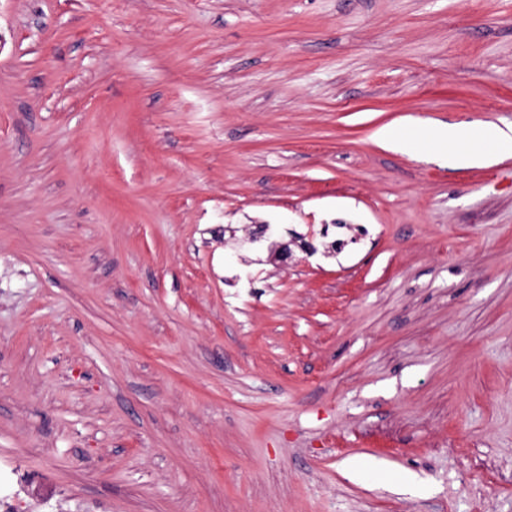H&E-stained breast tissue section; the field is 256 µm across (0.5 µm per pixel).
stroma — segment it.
Returning <instances> with one entry per match:
<instances>
[{"instance_id": "35a3bbf8", "label": "stroma", "mask_w": 512, "mask_h": 512, "mask_svg": "<svg viewBox=\"0 0 512 512\" xmlns=\"http://www.w3.org/2000/svg\"><path fill=\"white\" fill-rule=\"evenodd\" d=\"M448 123L512 0H0L19 512H512V155L373 137Z\"/></svg>"}]
</instances>
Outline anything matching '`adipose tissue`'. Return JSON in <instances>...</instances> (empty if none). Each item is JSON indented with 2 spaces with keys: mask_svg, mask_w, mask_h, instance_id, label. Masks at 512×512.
Listing matches in <instances>:
<instances>
[{
  "mask_svg": "<svg viewBox=\"0 0 512 512\" xmlns=\"http://www.w3.org/2000/svg\"><path fill=\"white\" fill-rule=\"evenodd\" d=\"M420 136L443 150L452 163L462 160L472 164L488 163L490 156L483 151L487 143L512 152V125L474 124L465 128L427 126L422 128Z\"/></svg>",
  "mask_w": 512,
  "mask_h": 512,
  "instance_id": "obj_1",
  "label": "adipose tissue"
}]
</instances>
